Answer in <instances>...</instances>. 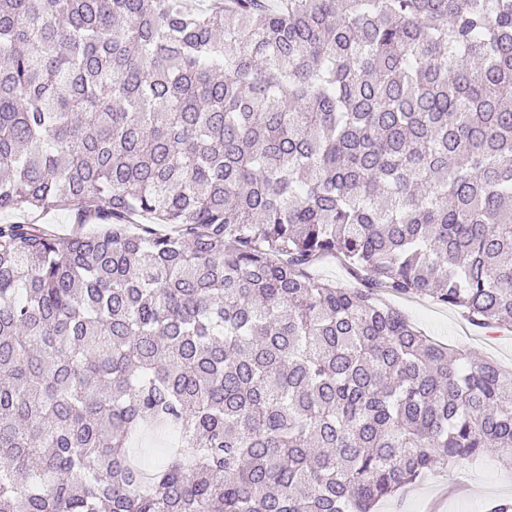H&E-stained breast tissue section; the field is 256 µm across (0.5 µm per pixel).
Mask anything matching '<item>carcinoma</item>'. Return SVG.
<instances>
[{
	"label": "carcinoma",
	"instance_id": "carcinoma-1",
	"mask_svg": "<svg viewBox=\"0 0 512 512\" xmlns=\"http://www.w3.org/2000/svg\"><path fill=\"white\" fill-rule=\"evenodd\" d=\"M61 209L98 231L0 222V512H374L512 462V370L382 299L512 328V0H0V212ZM310 272L316 277L336 282L346 288L358 287L361 279L355 277L353 272L340 260L327 258L318 262ZM179 445V434L176 429H169L160 436L151 431L144 433L134 440L133 448H164L166 452L177 448Z\"/></svg>",
	"mask_w": 512,
	"mask_h": 512
}]
</instances>
